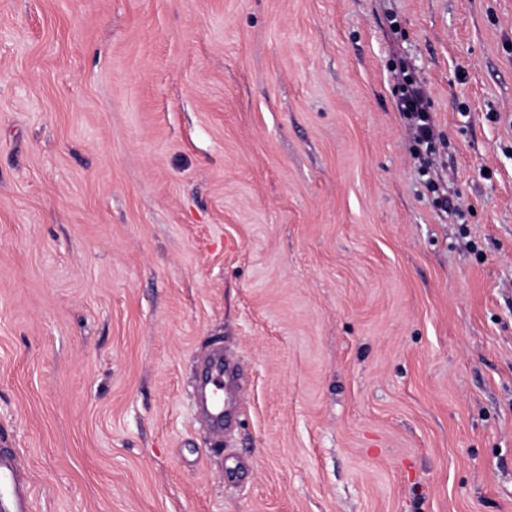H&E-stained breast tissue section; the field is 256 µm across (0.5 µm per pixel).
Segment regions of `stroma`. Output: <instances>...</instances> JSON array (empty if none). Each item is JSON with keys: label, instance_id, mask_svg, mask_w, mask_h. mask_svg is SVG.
I'll use <instances>...</instances> for the list:
<instances>
[{"label": "stroma", "instance_id": "stroma-1", "mask_svg": "<svg viewBox=\"0 0 512 512\" xmlns=\"http://www.w3.org/2000/svg\"><path fill=\"white\" fill-rule=\"evenodd\" d=\"M0 448L34 512H512V0H0ZM394 71L397 78V109L416 144L415 156L420 162L421 172H425L430 164V156L436 151V134L427 92L403 62L396 63ZM225 367L224 355L216 354L201 381L203 409L210 416L216 434H221L224 428L225 412L222 393L224 392Z\"/></svg>", "mask_w": 512, "mask_h": 512}]
</instances>
